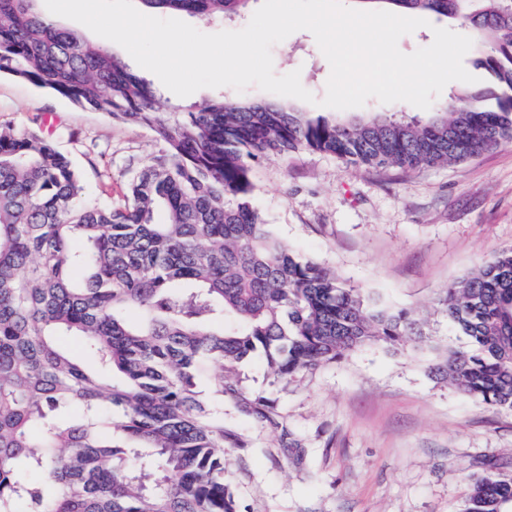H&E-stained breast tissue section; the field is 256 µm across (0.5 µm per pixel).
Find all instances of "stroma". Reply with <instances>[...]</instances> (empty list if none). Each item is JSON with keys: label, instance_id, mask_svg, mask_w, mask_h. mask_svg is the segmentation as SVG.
<instances>
[{"label": "stroma", "instance_id": "35a3bbf8", "mask_svg": "<svg viewBox=\"0 0 512 512\" xmlns=\"http://www.w3.org/2000/svg\"><path fill=\"white\" fill-rule=\"evenodd\" d=\"M274 71H299L323 98L330 66L314 36L272 48ZM164 113L235 96L203 88L181 98L152 72ZM0 127L52 137L82 175L87 201L119 205L135 170L161 145L149 128L112 121L30 83L0 77ZM253 206L298 254L387 304L427 318L432 334L460 338L436 296L512 247V142L446 166L414 170L347 165L308 150L253 168ZM430 350L379 347L276 382L261 358L240 367L248 391L271 399L280 422L248 419L224 399V479L239 512H459L472 478L512 474V413L487 408L429 375Z\"/></svg>", "mask_w": 512, "mask_h": 512}]
</instances>
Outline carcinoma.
Returning <instances> with one entry per match:
<instances>
[{"label": "carcinoma", "mask_w": 512, "mask_h": 512, "mask_svg": "<svg viewBox=\"0 0 512 512\" xmlns=\"http://www.w3.org/2000/svg\"><path fill=\"white\" fill-rule=\"evenodd\" d=\"M35 2L0 0V74L146 126L162 150L129 179L124 204L90 203L51 139L0 128V512H238L223 405L244 393L241 362L260 356L288 381L359 348L433 342L414 312L279 240L252 206V164L310 150L415 169L511 141L512 0H385L468 24L472 64L491 78L409 120L228 97L170 120L123 59ZM141 2L231 18L250 0ZM439 306L465 345L435 348L429 372L512 411V248L449 283ZM64 335L82 337L93 361L64 348ZM206 362L217 367L209 397ZM245 412L275 423L260 392ZM460 512H512V475L475 477Z\"/></svg>", "instance_id": "carcinoma-1"}]
</instances>
